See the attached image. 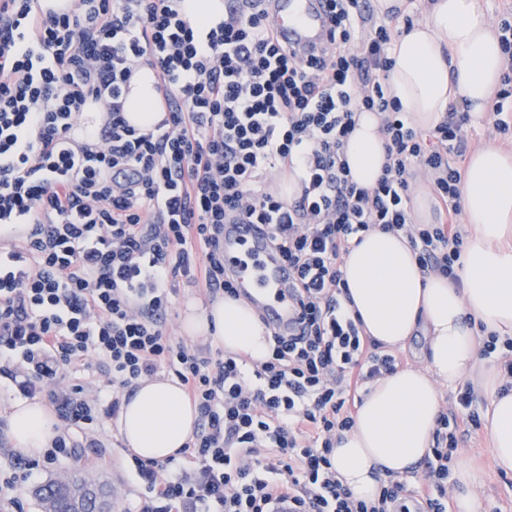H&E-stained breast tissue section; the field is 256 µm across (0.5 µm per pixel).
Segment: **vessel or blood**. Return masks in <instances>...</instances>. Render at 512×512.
I'll use <instances>...</instances> for the list:
<instances>
[{"mask_svg": "<svg viewBox=\"0 0 512 512\" xmlns=\"http://www.w3.org/2000/svg\"><path fill=\"white\" fill-rule=\"evenodd\" d=\"M267 9L283 45L305 60L319 52L331 29L327 0H269ZM224 267L245 299L262 311L268 328L285 330L295 313L288 295L291 271L258 225H225Z\"/></svg>", "mask_w": 512, "mask_h": 512, "instance_id": "obj_1", "label": "vessel or blood"}]
</instances>
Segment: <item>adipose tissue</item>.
Returning <instances> with one entry per match:
<instances>
[{
  "mask_svg": "<svg viewBox=\"0 0 512 512\" xmlns=\"http://www.w3.org/2000/svg\"><path fill=\"white\" fill-rule=\"evenodd\" d=\"M424 21L396 39L390 85L403 112L419 129L446 116L450 104L474 118L488 112L504 67L498 35L476 0H428ZM149 67L137 69L126 96L127 119L140 128L162 117ZM379 120L360 113L347 146L355 180L375 183L384 163ZM470 234L459 282L423 274L406 238L375 230L351 248L343 270L365 334L385 349L400 350L423 331L424 365L405 368L372 383L350 432L336 444L334 463L343 485L371 496L381 476H402L428 453L440 412V386L469 380L488 400L485 416L499 468L512 472V391L501 393L497 366L480 360L477 325L512 338V156L489 145L475 152L462 180ZM181 327L212 340L226 352L258 361L268 332L244 300L224 298L206 309L188 304ZM198 414L175 379L143 381L126 398L119 417L122 444L145 460H164L183 448ZM55 418L37 401L13 405L15 448L33 454L56 435ZM455 512H485L478 475L466 460L454 474Z\"/></svg>",
  "mask_w": 512,
  "mask_h": 512,
  "instance_id": "ef3b65f1",
  "label": "adipose tissue"
}]
</instances>
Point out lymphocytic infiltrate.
<instances>
[{"mask_svg": "<svg viewBox=\"0 0 512 512\" xmlns=\"http://www.w3.org/2000/svg\"><path fill=\"white\" fill-rule=\"evenodd\" d=\"M0 0V379L43 397L57 435L41 460L16 457L6 481L16 512L39 467L71 448V430L118 417L123 397L171 371L198 412L176 456L131 457L147 490L127 512H447L448 474L464 435L481 426L471 385L438 416L424 476L380 479L355 496L336 476V439L355 425L369 384L403 359L366 336L346 307L354 239L407 238L421 271L457 280L464 240L460 161L468 113L412 125L390 93L393 42L411 9L377 16L371 0H329L333 39L302 62L282 50L252 0H228L211 25L185 0ZM496 31L506 66L483 122L512 140V7ZM147 65L164 112L142 130L124 112L132 69ZM109 120L67 142L90 104ZM385 138L383 174L354 180L346 146L361 112ZM297 191L270 190L266 172ZM425 177L433 224L414 223L411 186ZM266 226L293 271L298 313L248 362L168 329L179 283L238 297L224 271L230 217ZM102 367L112 393L78 378Z\"/></svg>", "mask_w": 512, "mask_h": 512, "instance_id": "lymphocytic-infiltrate-1", "label": "lymphocytic infiltrate"}]
</instances>
